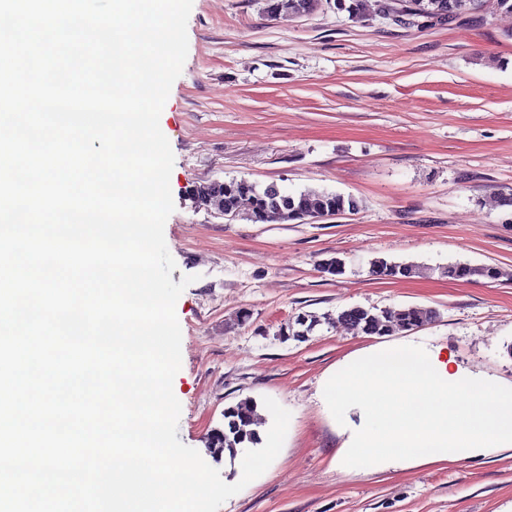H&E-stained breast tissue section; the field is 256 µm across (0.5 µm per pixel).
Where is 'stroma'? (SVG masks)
I'll return each mask as SVG.
<instances>
[{
	"label": "stroma",
	"mask_w": 512,
	"mask_h": 512,
	"mask_svg": "<svg viewBox=\"0 0 512 512\" xmlns=\"http://www.w3.org/2000/svg\"><path fill=\"white\" fill-rule=\"evenodd\" d=\"M382 4L362 0L355 19L332 4L271 17L266 0H193L188 55L159 120L175 158L171 278H194L176 303L177 437L233 484L236 462L213 461L206 444L225 408L268 396L291 414L279 455L219 512H512V450L382 471L337 465L346 436L324 377L381 339L333 322L303 341L278 336L304 313L431 308L435 322L391 342L445 349L512 383V221L498 205L512 191V12L484 0L417 27L385 18ZM241 178L351 195L361 208L283 224L196 208V185ZM331 258L343 274L321 271ZM380 258L418 272L378 278ZM458 261L502 276H441Z\"/></svg>",
	"instance_id": "obj_1"
}]
</instances>
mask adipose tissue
<instances>
[{
  "instance_id": "obj_1",
  "label": "adipose tissue",
  "mask_w": 512,
  "mask_h": 512,
  "mask_svg": "<svg viewBox=\"0 0 512 512\" xmlns=\"http://www.w3.org/2000/svg\"><path fill=\"white\" fill-rule=\"evenodd\" d=\"M326 395L357 423L339 464L461 461L512 447V386L454 366L430 349L380 344L339 362Z\"/></svg>"
}]
</instances>
